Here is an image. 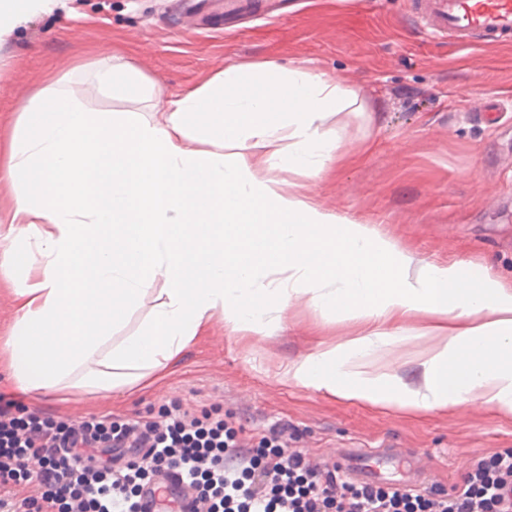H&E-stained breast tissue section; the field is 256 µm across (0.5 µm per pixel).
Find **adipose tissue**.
Wrapping results in <instances>:
<instances>
[{"instance_id":"ef3b65f1","label":"adipose tissue","mask_w":512,"mask_h":512,"mask_svg":"<svg viewBox=\"0 0 512 512\" xmlns=\"http://www.w3.org/2000/svg\"><path fill=\"white\" fill-rule=\"evenodd\" d=\"M96 83L122 97L152 83L124 64ZM364 106L324 74L270 63L225 67L169 99L162 117L94 112L61 89L23 107L0 181L16 193L0 236L25 280L0 345V377L23 392L156 386L215 315L260 336L293 296L361 320L362 336L289 364V382L408 413L481 401L512 415V289L461 261L419 264L368 225L322 211L281 172L318 177L340 158L324 122ZM149 305L142 331L116 335ZM423 317V384L369 375L361 358Z\"/></svg>"}]
</instances>
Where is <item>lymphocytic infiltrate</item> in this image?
<instances>
[{
  "label": "lymphocytic infiltrate",
  "mask_w": 512,
  "mask_h": 512,
  "mask_svg": "<svg viewBox=\"0 0 512 512\" xmlns=\"http://www.w3.org/2000/svg\"><path fill=\"white\" fill-rule=\"evenodd\" d=\"M164 422H66L0 403V512H512V450L474 461L451 492L336 480L289 449L287 429L260 439L209 411L174 402ZM182 470L186 492L167 484Z\"/></svg>",
  "instance_id": "obj_1"
}]
</instances>
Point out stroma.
<instances>
[{
	"label": "stroma",
	"instance_id": "1",
	"mask_svg": "<svg viewBox=\"0 0 512 512\" xmlns=\"http://www.w3.org/2000/svg\"><path fill=\"white\" fill-rule=\"evenodd\" d=\"M119 55L156 85V94L115 99L91 74ZM303 65L355 90L364 114L329 116L342 161L319 178L284 173L322 210L371 224L417 260L463 261L512 286V42L464 49L428 35L409 0H295L250 28L224 23V0H59L0 38V161L23 106L63 82L95 112L155 118L164 102L202 85L231 64ZM493 102L492 116L469 98ZM422 321L403 339L369 353L379 373L422 386L415 362L430 338ZM363 333L340 313L321 314L298 297L264 336L228 335L222 316L157 388L105 393L66 389L52 396L0 399L68 421L128 419L173 402L229 413L247 432L287 425L291 446L352 480L354 463L381 484L406 489L462 485L473 461L512 449V416L480 401L429 413L360 405L284 382L286 364L319 345Z\"/></svg>",
	"mask_w": 512,
	"mask_h": 512
}]
</instances>
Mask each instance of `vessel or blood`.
Masks as SVG:
<instances>
[{"label": "vessel or blood", "instance_id": "b4317fda", "mask_svg": "<svg viewBox=\"0 0 512 512\" xmlns=\"http://www.w3.org/2000/svg\"><path fill=\"white\" fill-rule=\"evenodd\" d=\"M417 14L430 35L462 48L512 39V0H414ZM228 13L265 17L277 10L275 0H226Z\"/></svg>", "mask_w": 512, "mask_h": 512}]
</instances>
